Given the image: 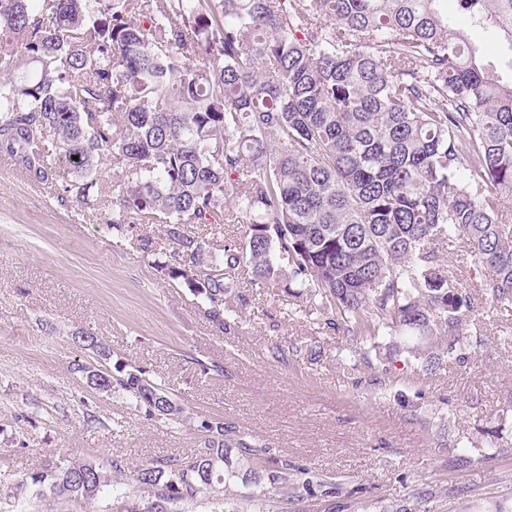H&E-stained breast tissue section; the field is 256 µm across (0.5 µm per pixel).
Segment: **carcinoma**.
Returning a JSON list of instances; mask_svg holds the SVG:
<instances>
[{
    "label": "carcinoma",
    "instance_id": "1",
    "mask_svg": "<svg viewBox=\"0 0 512 512\" xmlns=\"http://www.w3.org/2000/svg\"><path fill=\"white\" fill-rule=\"evenodd\" d=\"M444 0H0V154L27 178L112 204L111 228L162 224L163 275L237 327L224 296L239 278L281 288L301 313L368 361L390 337L375 378L405 360L426 379L483 344L466 332L467 283L435 250L461 241L487 275L481 297L512 306V81L479 63ZM473 27L512 39V0H455ZM125 175L100 184L107 162ZM244 215L245 243L205 258L189 226L219 235ZM148 415L184 409L162 380L119 362L90 375ZM188 461L152 459L133 473L144 496L118 492L86 462L49 463L16 488L96 501L116 512H288L332 477L276 454L222 417L197 422ZM285 488L282 500L273 492ZM413 506L378 512H422Z\"/></svg>",
    "mask_w": 512,
    "mask_h": 512
}]
</instances>
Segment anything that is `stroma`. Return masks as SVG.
<instances>
[{
    "label": "stroma",
    "instance_id": "obj_1",
    "mask_svg": "<svg viewBox=\"0 0 512 512\" xmlns=\"http://www.w3.org/2000/svg\"><path fill=\"white\" fill-rule=\"evenodd\" d=\"M110 210L84 219L42 184L0 166V512H114L111 496L92 505L28 494L15 483L44 464L87 461L123 469L156 457L190 458L197 416L220 415L296 463L335 477L338 498L315 496L310 512H363L409 505L435 490L428 512H512V455L487 435L512 441V310L477 300L469 334L484 345L461 365L448 361L427 381L396 370L370 386L374 364L350 359L346 339L288 314V297L241 279L246 295L238 331L220 332L205 305L157 269L171 245L156 224H133L117 237ZM150 234L153 254L136 239ZM91 333L112 358L165 381L187 421L148 416L120 392L90 387L77 365L95 362L76 343ZM302 346L301 354L289 349ZM283 355L272 358V347ZM216 361L223 376L202 374ZM469 453L476 462L453 468Z\"/></svg>",
    "mask_w": 512,
    "mask_h": 512
}]
</instances>
